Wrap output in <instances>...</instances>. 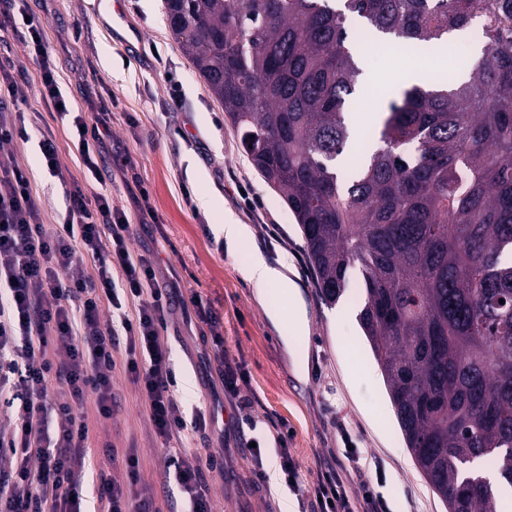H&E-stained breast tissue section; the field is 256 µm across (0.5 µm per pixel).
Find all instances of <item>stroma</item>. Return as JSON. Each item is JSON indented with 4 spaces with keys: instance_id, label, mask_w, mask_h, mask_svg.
Returning a JSON list of instances; mask_svg holds the SVG:
<instances>
[{
    "instance_id": "obj_1",
    "label": "stroma",
    "mask_w": 512,
    "mask_h": 512,
    "mask_svg": "<svg viewBox=\"0 0 512 512\" xmlns=\"http://www.w3.org/2000/svg\"><path fill=\"white\" fill-rule=\"evenodd\" d=\"M12 23L0 30V66L15 78H26L16 99L0 104L26 129L52 131L59 146L63 178L39 172L36 140L0 144V159L14 160L34 172L33 193L48 224L67 219L66 186L78 183L86 195L104 193L114 207L134 208L132 195L146 187L156 220L132 224V250H150L161 287L177 289L184 300L201 296L205 310L224 338L229 359L242 364L253 401L251 415L261 444L263 464L277 463L271 427L288 432V446L304 479L315 481L328 460L348 466L358 455L390 512H446L417 469L389 399L381 371L359 322L339 324L337 308L359 312L362 276L347 273V287L337 304L327 303L308 261L305 241L292 212L265 182L245 152L241 137L224 108L196 71L189 55L172 35L164 0H0V15ZM39 23L48 41L63 94L73 101L96 93L112 112V145L92 178L71 147L68 121L41 100L36 86L38 63L21 38L28 22ZM363 71L347 114L355 144H362L373 124L368 114L383 105L371 93L374 84L396 90L404 86L402 70L418 54L391 56L354 44ZM179 84L180 102L170 97ZM210 199L202 209L200 199ZM249 225L251 239L228 249L218 229L225 214ZM270 263L287 260V276L309 322L307 336L286 345L291 321L278 288L257 290L242 269L255 253ZM195 308H173L162 338L171 351L175 393L185 421L204 415L205 430L187 432L180 443L186 453L223 456L237 472L229 484L219 471L205 474L211 512H283L290 502L302 505L288 486L272 488L255 479L252 452L242 441L238 412L221 388L209 387L217 364L199 336ZM305 357L297 366L293 351ZM112 387L119 411L109 420L91 419L92 466L85 476V512H105L98 502L99 474L126 478L123 461H112L105 445L128 450L139 460L142 485L153 491L154 512H174L180 493H167V450L153 433L148 409L130 377L115 372Z\"/></svg>"
}]
</instances>
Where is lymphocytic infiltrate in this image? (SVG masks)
<instances>
[{"label":"lymphocytic infiltrate","mask_w":512,"mask_h":512,"mask_svg":"<svg viewBox=\"0 0 512 512\" xmlns=\"http://www.w3.org/2000/svg\"><path fill=\"white\" fill-rule=\"evenodd\" d=\"M32 53L41 61L40 96L59 106L76 129L79 155L88 170L112 143L109 109L86 95L83 104L65 100L40 25H30ZM32 171L0 163V406L15 413L0 426V512H83L80 487L89 467L85 405L98 414L117 411L112 374L123 368L149 408L154 433L170 443L186 430L172 390L169 349L159 329L174 299L157 287L149 254L131 252L125 213L109 196L87 203L80 186L69 189L66 224H44L32 193ZM134 310H122L120 294ZM111 303L116 320H101ZM276 441L288 486L312 512H388L372 481L328 466L306 484L287 446ZM127 479L100 477L98 497L107 512H149L152 495L139 485V461L124 454ZM167 466L188 501L187 512H211L203 473L216 457L170 454Z\"/></svg>","instance_id":"1"}]
</instances>
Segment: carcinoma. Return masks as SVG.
<instances>
[{
    "instance_id": "1",
    "label": "carcinoma",
    "mask_w": 512,
    "mask_h": 512,
    "mask_svg": "<svg viewBox=\"0 0 512 512\" xmlns=\"http://www.w3.org/2000/svg\"><path fill=\"white\" fill-rule=\"evenodd\" d=\"M165 2L325 301L359 265L360 323L418 468L448 512H496L474 463L512 486V0ZM477 19L468 79L403 88L345 176L352 33L434 48Z\"/></svg>"
}]
</instances>
